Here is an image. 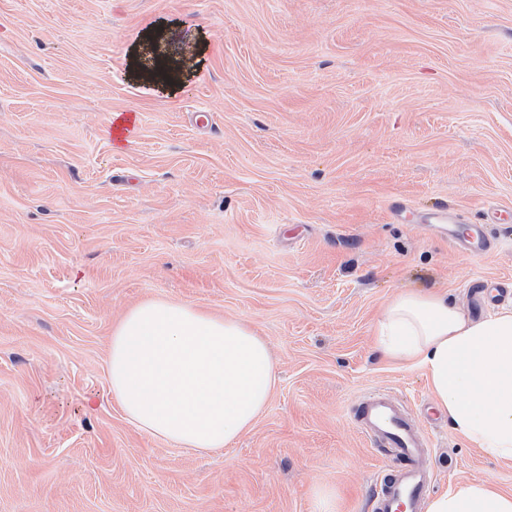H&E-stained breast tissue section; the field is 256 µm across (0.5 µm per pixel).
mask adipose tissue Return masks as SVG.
Here are the masks:
<instances>
[{
    "label": "adipose tissue",
    "mask_w": 512,
    "mask_h": 512,
    "mask_svg": "<svg viewBox=\"0 0 512 512\" xmlns=\"http://www.w3.org/2000/svg\"><path fill=\"white\" fill-rule=\"evenodd\" d=\"M384 355L421 370L452 431L512 462V307L476 319L447 294L409 291L374 327ZM112 396L140 430L195 450L227 448L252 428L276 385L267 342L246 322L149 299L113 325ZM426 512H512V492L469 482Z\"/></svg>",
    "instance_id": "adipose-tissue-1"
}]
</instances>
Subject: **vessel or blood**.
I'll return each instance as SVG.
<instances>
[{
	"mask_svg": "<svg viewBox=\"0 0 512 512\" xmlns=\"http://www.w3.org/2000/svg\"><path fill=\"white\" fill-rule=\"evenodd\" d=\"M448 240L475 256L495 248L494 237L478 227L463 236L449 234ZM355 419L369 442L388 448L402 463L399 470L377 473L372 512H421L430 482L416 461L428 442L419 433L411 413L389 392L378 391L364 397L356 408Z\"/></svg>",
	"mask_w": 512,
	"mask_h": 512,
	"instance_id": "vessel-or-blood-1",
	"label": "vessel or blood"
}]
</instances>
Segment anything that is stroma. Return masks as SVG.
<instances>
[{
    "mask_svg": "<svg viewBox=\"0 0 512 512\" xmlns=\"http://www.w3.org/2000/svg\"><path fill=\"white\" fill-rule=\"evenodd\" d=\"M199 51L170 97L132 47ZM209 115L198 125L197 112ZM137 130L121 150L114 113ZM512 209V0H0V512H367L396 467L352 416L384 390L430 440L432 495L512 462L435 413L372 325L396 295L512 281L468 224ZM247 321L277 382L229 448L188 451L112 398V326L144 300ZM448 241L457 248L475 256L483 255L495 249V237L487 235L483 229L470 228L469 233L459 236L454 232L448 233Z\"/></svg>",
    "mask_w": 512,
    "mask_h": 512,
    "instance_id": "1",
    "label": "stroma"
}]
</instances>
